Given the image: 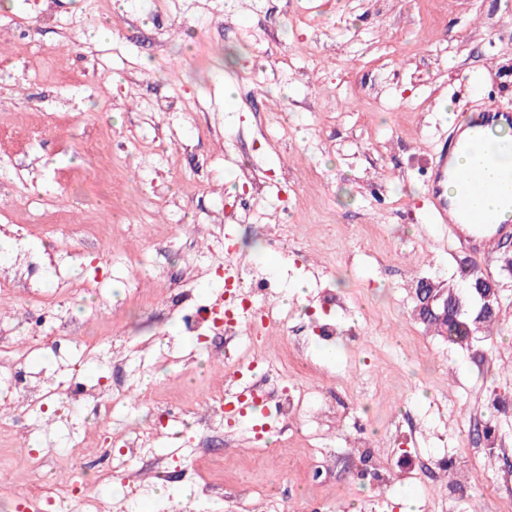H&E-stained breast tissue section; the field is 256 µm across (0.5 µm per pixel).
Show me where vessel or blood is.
Instances as JSON below:
<instances>
[{"instance_id":"b4317fda","label":"vessel or blood","mask_w":512,"mask_h":512,"mask_svg":"<svg viewBox=\"0 0 512 512\" xmlns=\"http://www.w3.org/2000/svg\"><path fill=\"white\" fill-rule=\"evenodd\" d=\"M476 125L481 128L486 163H496L503 152L512 150V141L498 136L501 129L512 126V113L501 111L494 97H487L477 122L461 119L452 128L447 146L432 161L429 182L434 223L448 227L461 247L483 255L494 249L500 237L512 232V222L497 220L491 214L478 210L475 203L478 198L489 194V185L478 172L461 173L454 167L456 151L466 146ZM449 179L459 185V191L451 201L442 194V184Z\"/></svg>"}]
</instances>
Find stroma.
<instances>
[{
    "label": "stroma",
    "instance_id": "obj_1",
    "mask_svg": "<svg viewBox=\"0 0 512 512\" xmlns=\"http://www.w3.org/2000/svg\"><path fill=\"white\" fill-rule=\"evenodd\" d=\"M487 93L512 111V0H0V322L28 371L102 382L112 406L99 422L53 396L18 424L0 403V484L29 481L30 452L81 467L137 431L112 512H512V277L469 348L413 316L420 277L458 281L430 166L448 111ZM277 227L289 332L242 357L257 380L285 360L299 412L167 420L162 403L233 382L220 330L186 335L166 297L212 304L229 257L269 274ZM27 254L44 272L15 284ZM38 297L69 350L31 335ZM325 314L330 343L312 332Z\"/></svg>",
    "mask_w": 512,
    "mask_h": 512
}]
</instances>
